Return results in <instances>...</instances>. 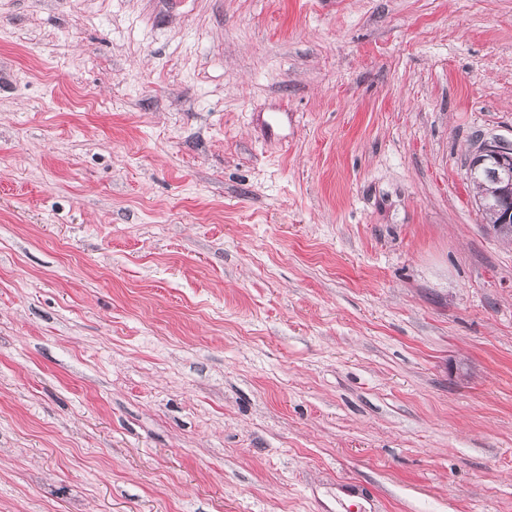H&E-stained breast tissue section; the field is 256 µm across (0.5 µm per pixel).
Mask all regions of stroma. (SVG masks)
<instances>
[{"label": "stroma", "instance_id": "obj_1", "mask_svg": "<svg viewBox=\"0 0 512 512\" xmlns=\"http://www.w3.org/2000/svg\"><path fill=\"white\" fill-rule=\"evenodd\" d=\"M512 0H0V512H512ZM483 156L490 158L493 165L487 173L496 184H501L503 191L511 189L512 184V147L502 144H487L482 148ZM479 161L480 158L475 155V157H473V159L470 161L469 170L471 172L470 177L472 181L476 184L480 191L481 207L485 214L489 216L490 224H492L491 226L495 233L509 238L510 236L508 231H503L497 227L498 217L496 216L497 210L495 207L497 205L498 198L495 189L498 186L491 183L486 176L485 169L488 166L487 163L478 165L475 169H473V167L477 165Z\"/></svg>", "mask_w": 512, "mask_h": 512}]
</instances>
